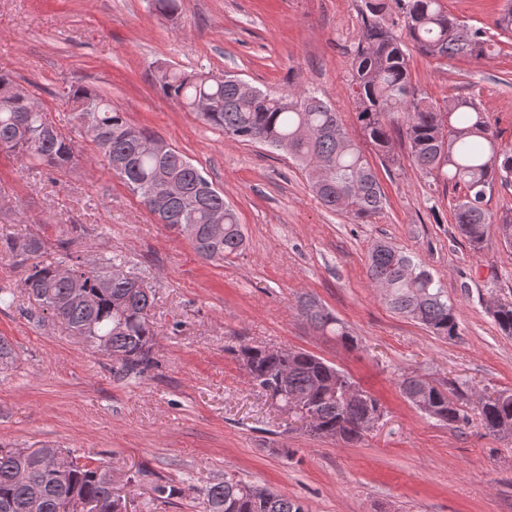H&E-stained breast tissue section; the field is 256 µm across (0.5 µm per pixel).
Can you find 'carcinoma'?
<instances>
[{
    "label": "carcinoma",
    "mask_w": 512,
    "mask_h": 512,
    "mask_svg": "<svg viewBox=\"0 0 512 512\" xmlns=\"http://www.w3.org/2000/svg\"><path fill=\"white\" fill-rule=\"evenodd\" d=\"M395 3L394 15L386 0H361L359 7L362 27L352 57L351 99L363 135L391 162V130L395 121H402L409 157L421 174L436 184L465 189L453 217L470 249L483 250L494 224L512 248V214L497 218L486 208L487 192L495 184L512 186V147L499 141L481 101L456 97L438 103L419 93L411 81L406 43L398 34L406 28L410 41L427 57L478 61L501 51L497 37L512 35V0L500 8L494 36L460 20L442 0ZM240 83L232 75L215 79L202 70H172L164 74L162 90L236 141L287 152L308 173L313 192L326 208L359 224L384 208L386 196L377 171L331 106L312 91L276 96L253 87L247 93ZM16 87L11 72H0V152L20 158L38 173L72 167V138L46 113L32 110L15 94ZM68 97L99 156L159 223L185 237L205 260L222 262L243 250L244 230L224 201V192L181 151L170 147L159 155L148 149L146 142L155 136L130 124L122 110L93 88L77 87ZM5 247L28 263L23 288L42 312L94 348L98 339H107L112 353L120 355L117 373L140 375L152 366L156 330L148 312L153 296L144 278L126 262L110 257L90 267L80 254L67 250L63 261L45 264L39 258L46 243L35 235L7 241ZM114 266L126 268L127 277L110 281ZM367 275L393 312L440 338L460 336L455 305L423 263L377 242L368 253ZM301 313L317 330L355 344L343 323L318 301L306 299ZM491 316L502 334L512 335L511 300L497 302ZM229 351L255 387L272 394L284 410H291L290 397L302 396L311 418L309 429L319 437L353 445L364 440L381 417L378 399L308 351L248 345ZM399 389L429 418L456 426L473 415L490 434L512 438L511 390L473 401L467 382L441 387L413 377L402 378ZM109 470L102 462L71 461L63 475L51 459L0 449V512H32L33 481L42 496L37 512H61V505L71 500L93 509L109 501L110 512H126L125 499L112 491ZM152 491L155 501L181 494L168 482L155 484ZM201 494L203 512H306L301 501L233 475Z\"/></svg>",
    "instance_id": "cac0c4a2"
}]
</instances>
